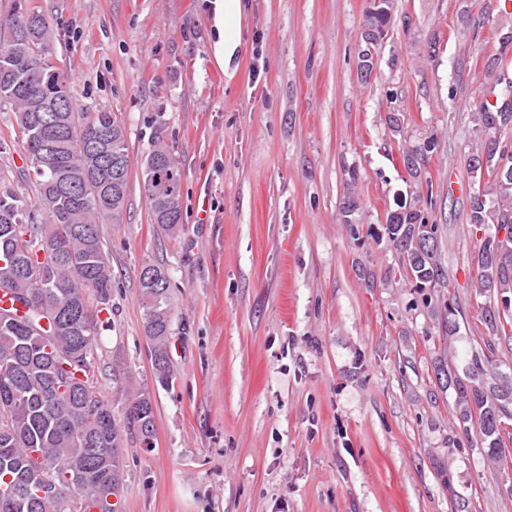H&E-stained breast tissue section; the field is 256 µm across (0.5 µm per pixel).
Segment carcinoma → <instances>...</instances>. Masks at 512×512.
<instances>
[{"label": "carcinoma", "instance_id": "cac0c4a2", "mask_svg": "<svg viewBox=\"0 0 512 512\" xmlns=\"http://www.w3.org/2000/svg\"><path fill=\"white\" fill-rule=\"evenodd\" d=\"M396 0H369L360 32L358 78L365 84L374 60L390 31ZM28 35L17 40L10 61L0 60V105L15 112L25 158L37 177L34 208L5 189L0 192V512H73L70 482L82 479L85 496L79 512H97L98 492L117 495L123 477V433L140 440L154 437L155 413L149 394L131 396L118 424L112 404L96 388L93 360L99 313L109 309L112 266L104 250L100 225L122 218L127 201L130 159L125 129L104 110L79 112L68 76L60 93L67 95V111L59 113L55 128L41 130V98L26 85L10 79L11 69L38 61L46 88H55L59 73L46 53L53 35L45 19L33 13ZM475 150L470 173L478 189L470 197V223L477 230L492 225L512 227V148L502 135L512 131V80L500 103H481L477 112ZM83 130L92 135L112 130L109 157L84 158L64 145L62 137ZM56 139L54 166L44 163L43 136ZM431 142L402 147L408 175L422 180ZM151 220L158 229L175 235L182 229V175L168 147L156 143L142 164ZM413 203L397 204L374 232L395 249L402 271L423 291L445 287L437 259V226ZM359 201L346 189L341 206L343 222L359 234ZM45 221L37 223L35 213ZM48 247L63 254L57 259L39 251ZM475 287L488 299L482 307L488 331L484 347L471 353L465 376L446 362L436 366V378L455 393L460 428L479 430L486 453L494 462L506 459L512 443V373L500 370L496 341L512 339V311L499 301L512 302V232L493 234L474 256ZM139 275V305L143 330L151 346L158 381L173 376L170 358L172 313L167 271L155 264ZM50 471L63 493L39 494Z\"/></svg>", "mask_w": 512, "mask_h": 512}]
</instances>
